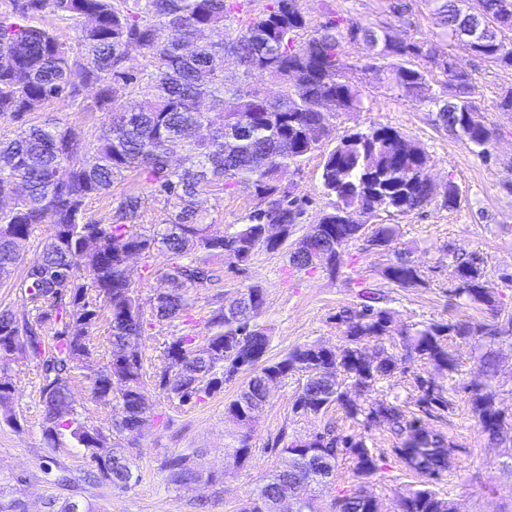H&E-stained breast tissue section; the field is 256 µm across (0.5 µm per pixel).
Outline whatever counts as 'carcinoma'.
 I'll use <instances>...</instances> for the list:
<instances>
[{"label":"carcinoma","mask_w":512,"mask_h":512,"mask_svg":"<svg viewBox=\"0 0 512 512\" xmlns=\"http://www.w3.org/2000/svg\"><path fill=\"white\" fill-rule=\"evenodd\" d=\"M443 25L447 46L470 20L458 0H433ZM0 11V116L12 115L18 125L12 135L0 136V197L22 181L25 194L14 208L0 209V276L12 271L20 251L42 225L50 228L37 258L29 263L15 284L25 312L0 307V348L18 342L29 360L42 370L40 393L45 407L44 434L51 448L66 430L76 445L109 448L105 458L87 453L88 474L114 488L137 483L131 445L147 421L146 409L137 404L147 383L161 390L170 403L182 406L201 402L224 391L247 372L248 380L224 406L232 444L227 448L235 462L251 458L249 414L267 402L268 383H283L302 373L306 382L295 396L292 412L317 416L329 406L342 409L352 427L336 431L328 426L304 444L289 437L282 427L271 447L279 464L240 508V512H379L369 509L364 491H344L328 508L318 505L316 489L330 478L342 457L351 460L358 481L372 477L380 455L369 445L368 431L381 421L398 439L392 452L420 485L396 500V512H455L432 481L454 464L452 437L430 426L448 414V396L424 376L412 374L413 407L395 395L368 399L380 384L396 374L409 373L414 362L454 373L458 359L450 349L455 339L482 350L501 334L480 322L456 320L415 323L405 331V354L398 356L383 341L393 335L392 312L381 306L383 297L364 287L358 301L336 313L344 325L343 345L335 350L318 343L304 344L270 362L271 336L258 321L264 306V289L250 285L237 304L247 315H228L224 300L216 297L210 312L209 336L199 342L189 333L174 336L163 348V361L177 360L179 371L166 373V365L151 373L144 368L141 343L145 326L143 303L128 281L123 262L130 251L149 260L156 251L169 257L160 275L153 316L160 322L186 315L194 301L190 289L216 279L215 259L230 258L246 266L263 248L281 249L294 235L302 204L279 172L298 165L319 147L323 124L338 112H359L363 99L354 77L340 64L338 35L345 27L378 45L376 62L365 67L375 78L388 79L406 94L436 113L438 126L450 130L471 150L487 160L497 137L471 95L468 74L448 71L449 52L438 43L397 46L380 29L358 25L331 10L326 22L309 31L300 0H9ZM50 10L65 17L96 18V25L77 29L75 45L61 42L41 25ZM237 19L235 35L226 34L225 22ZM149 53V69L140 77L127 71L134 51ZM487 62L512 68V49L501 51L494 33L475 50ZM430 64L424 69L414 59ZM239 69L241 81L224 83L228 66ZM265 74L280 86L269 98L253 83ZM453 83L452 91L437 92L438 76ZM137 84L140 101H123L127 86ZM95 90L87 102L85 92ZM58 97L83 103L87 110L108 114L90 155L82 151L80 132L52 119L40 125L27 123V114ZM234 113L235 147L224 154V113ZM201 126L212 129L202 140ZM406 137L389 125L357 129L344 136L324 157L321 183L332 198L330 210L310 226L306 235L324 247L331 274L344 264L345 249L362 240L366 247L391 250L395 259L383 277L400 288H418L428 279L408 252L394 247L399 228L377 224L370 233L365 225L342 224L336 211L358 208L367 217L377 213L419 211L433 200L425 170L429 157L418 145L406 146ZM135 173L150 196L172 205L158 223L141 224L147 197L114 188L126 174ZM243 187L254 200L269 208L250 211L238 224L224 229V241L212 243L206 235L211 222L200 210L197 196L209 191ZM110 196L116 205L111 221L99 224L85 213L86 201ZM283 225V238L272 243L261 236V225ZM454 296L469 303L497 308L494 287L487 280L478 257L452 255L448 262ZM109 316L111 355L122 356L120 379L110 388L101 384L91 335L101 309ZM372 342L378 358L366 357ZM82 376L95 400L117 410L112 430L84 426L75 416L71 382ZM355 389L365 396H350ZM472 416L494 442L503 440L506 421L498 416L490 386L464 387ZM197 455L171 453L160 461L170 484L189 486L200 480L212 484L221 478L206 473ZM48 512H90L78 501L48 503Z\"/></svg>","instance_id":"cac0c4a2"}]
</instances>
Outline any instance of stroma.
<instances>
[{
	"label": "stroma",
	"mask_w": 512,
	"mask_h": 512,
	"mask_svg": "<svg viewBox=\"0 0 512 512\" xmlns=\"http://www.w3.org/2000/svg\"><path fill=\"white\" fill-rule=\"evenodd\" d=\"M407 2L410 9L401 16L393 11L394 0H300V5L314 29L330 7L347 19L378 27L406 43L440 40L442 28L432 0ZM452 53L458 57L462 70L472 76L476 106L487 123L497 129L490 159H481L450 131L436 126L427 106L365 72L364 67L372 63L374 54L362 37L346 33L342 36L340 59L353 70L364 107L358 112L338 113L318 151L305 159L298 171L286 174L287 180L294 183L295 196L304 202L297 226L302 235L331 206L321 187V161L342 137L359 128L390 125L424 148L438 190H445L451 182L457 186L456 208H445L437 199L417 212L380 213L377 221L398 225V247L411 250L413 259L427 274L429 286L400 288L388 283L382 271L392 260V252L367 250L359 243L349 247L344 266L334 275L321 270H297L290 264L287 251L261 249L242 270L232 260L221 261L219 281L192 289L195 304L186 317L160 322L152 314H145L142 352L145 363L157 364L165 339L188 332L208 336L213 295L223 293L229 302L253 284L260 285L265 293L259 320L271 336L268 357L272 360L305 343L340 346L342 328L334 316L354 302L365 282L378 287L386 297V306L398 328L386 345L396 352L403 342L401 328L417 322L466 319L503 327V335L490 346L496 362L494 373L485 372L477 352L466 344L454 347L456 373L438 372L427 365L421 366L420 371L446 389L454 403L443 430L458 445L455 464L436 481V489L454 504L456 512H512V447L488 440L463 392L469 384L490 385L498 407L512 415V332L505 329L512 319V195L502 188L503 182L512 180V112L497 108L501 95L512 89V68L498 67L457 47ZM48 118L77 129L84 148L89 150L107 115L60 98L32 112L28 120L38 125ZM200 205L209 213L213 231L219 233L228 225L239 223L253 207L254 199L248 190L238 188L225 191L218 198L203 195ZM452 253L473 254L482 260L497 296L498 313L451 296L448 256ZM10 368L15 389L10 412L17 422L9 424L6 414L0 412V486L17 489L28 512H46L51 499H79L89 503L93 512H238L256 484L278 466L279 459L268 443L280 429L303 440L321 431L329 421L340 429L346 426L343 412L337 408L324 416L293 417L292 399L303 378L290 377L271 391L267 405L258 413L250 439L254 456L239 466L226 453L231 438L224 426V404L235 395L236 385H228L222 394L182 410L171 409L166 398L150 387L145 392L149 419L135 441L141 450L136 459L139 480L131 488L120 490L88 482L85 452L76 447L69 435L60 436L56 449H49L42 432L41 369L18 354L11 356ZM71 390L80 422L111 428L115 408L95 401L86 380L75 379ZM371 438L374 446L386 449L387 454L365 488L387 508L398 497L414 491L419 479L391 454L393 439L387 426H375ZM174 451L198 453L202 468L223 473V484L201 483L181 489L169 484L158 465L163 455ZM61 468L69 470L70 484L56 482Z\"/></svg>",
	"instance_id": "35a3bbf8"
}]
</instances>
